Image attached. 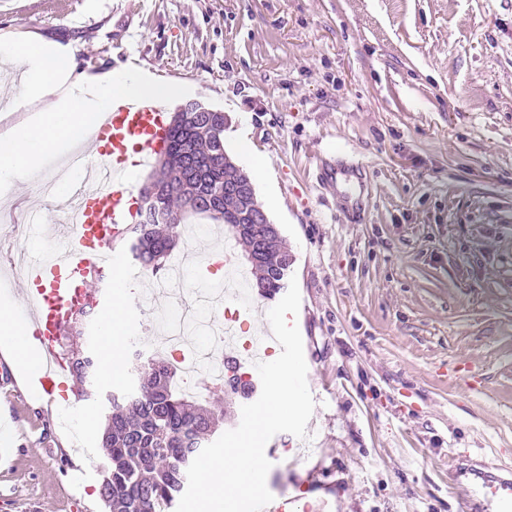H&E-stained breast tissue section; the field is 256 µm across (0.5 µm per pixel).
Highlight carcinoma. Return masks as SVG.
<instances>
[{"label":"carcinoma","instance_id":"1","mask_svg":"<svg viewBox=\"0 0 512 512\" xmlns=\"http://www.w3.org/2000/svg\"><path fill=\"white\" fill-rule=\"evenodd\" d=\"M226 117L222 111L194 112L192 119L169 127L181 155L174 181L194 189L192 211L224 224L233 238L249 246L247 261L261 296L273 298L285 288L292 258L275 224L242 223L229 209L224 192L241 184L240 170L224 149ZM161 195L156 204L167 211L186 209L170 183L156 179ZM135 257L153 271L172 250L179 232L162 231L160 224H136ZM92 306L75 315L63 336L69 347L68 368L80 386L95 379L100 364L96 354L74 346L80 325ZM176 375L165 361L152 357L141 367L137 385L108 396L102 448L106 463L99 496L107 512H172L185 483L187 469L218 430L219 418L199 401L179 395Z\"/></svg>","mask_w":512,"mask_h":512}]
</instances>
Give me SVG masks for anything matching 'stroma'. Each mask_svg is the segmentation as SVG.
<instances>
[{
    "label": "stroma",
    "mask_w": 512,
    "mask_h": 512,
    "mask_svg": "<svg viewBox=\"0 0 512 512\" xmlns=\"http://www.w3.org/2000/svg\"><path fill=\"white\" fill-rule=\"evenodd\" d=\"M72 44L78 68L125 65L194 86L223 111L226 152L251 129L255 180L293 258L296 316L315 409L307 438L276 434L267 488L314 477L333 512H474L472 474H512V0H0V35ZM47 159L11 191L34 210L31 252L54 213L30 193ZM360 167L359 222L321 165ZM164 268L174 291L224 283L207 246L230 247L183 211ZM134 233L116 243L134 330L125 383L159 347L171 309L152 297ZM23 379L0 384V512H104L100 441L62 432ZM90 457V468L78 461Z\"/></svg>",
    "instance_id": "1"
}]
</instances>
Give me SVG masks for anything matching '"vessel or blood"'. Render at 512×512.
Returning a JSON list of instances; mask_svg holds the SVG:
<instances>
[{
    "instance_id": "1",
    "label": "vessel or blood",
    "mask_w": 512,
    "mask_h": 512,
    "mask_svg": "<svg viewBox=\"0 0 512 512\" xmlns=\"http://www.w3.org/2000/svg\"><path fill=\"white\" fill-rule=\"evenodd\" d=\"M163 105L151 98L112 99L99 116L97 140L110 145L104 157L93 149L73 154L70 174L55 214L68 225L63 247L30 259L23 273L26 288L14 308L36 339L39 363L33 383L46 399L67 387L68 373L57 352L61 330L93 296V287L110 282L119 256L112 241L122 232L125 197L134 158L164 149L168 130ZM490 488L500 512H512V476L477 474Z\"/></svg>"
}]
</instances>
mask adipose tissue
<instances>
[{
  "instance_id": "1",
  "label": "adipose tissue",
  "mask_w": 512,
  "mask_h": 512,
  "mask_svg": "<svg viewBox=\"0 0 512 512\" xmlns=\"http://www.w3.org/2000/svg\"><path fill=\"white\" fill-rule=\"evenodd\" d=\"M0 56L27 67L26 79L15 93L17 109L35 112V124L14 125L0 135V184L8 185L40 169L48 156L65 155L89 146L99 114L112 98L150 96L170 103L180 98L181 84L150 73L120 67L106 73L77 70L68 47L37 38L0 42ZM128 284L122 274L112 277V308L102 334V377L120 383L125 374L124 340L132 325L126 310ZM0 340L9 344L20 367L32 371L35 342L26 324L0 309Z\"/></svg>"
}]
</instances>
